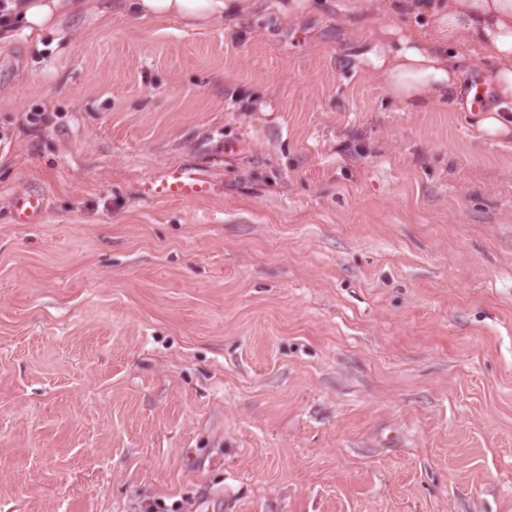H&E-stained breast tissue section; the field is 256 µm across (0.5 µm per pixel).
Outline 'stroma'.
<instances>
[{"label": "stroma", "mask_w": 512, "mask_h": 512, "mask_svg": "<svg viewBox=\"0 0 512 512\" xmlns=\"http://www.w3.org/2000/svg\"><path fill=\"white\" fill-rule=\"evenodd\" d=\"M278 2L0 46V512H512V128ZM161 193L171 198L188 199L205 191L199 177L188 169H176L167 172L161 181ZM45 211L44 200L32 195H18L13 200V213L18 224H34Z\"/></svg>", "instance_id": "obj_1"}]
</instances>
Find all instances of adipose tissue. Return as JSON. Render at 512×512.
Listing matches in <instances>:
<instances>
[{
  "label": "adipose tissue",
  "mask_w": 512,
  "mask_h": 512,
  "mask_svg": "<svg viewBox=\"0 0 512 512\" xmlns=\"http://www.w3.org/2000/svg\"><path fill=\"white\" fill-rule=\"evenodd\" d=\"M243 0H125V12L141 20L181 21L204 30L216 24L234 28ZM335 10L357 16L370 38L355 43L351 56L380 78L385 92L413 110L427 111L449 99L468 103L477 88L490 97L480 126L494 134L512 126V0H438L435 9L449 35L465 33L488 61L480 87H472L459 57L442 53L416 33L397 35L376 26L375 0H336ZM98 0H0V45L17 31L49 33L69 16L99 12Z\"/></svg>",
  "instance_id": "1"
}]
</instances>
